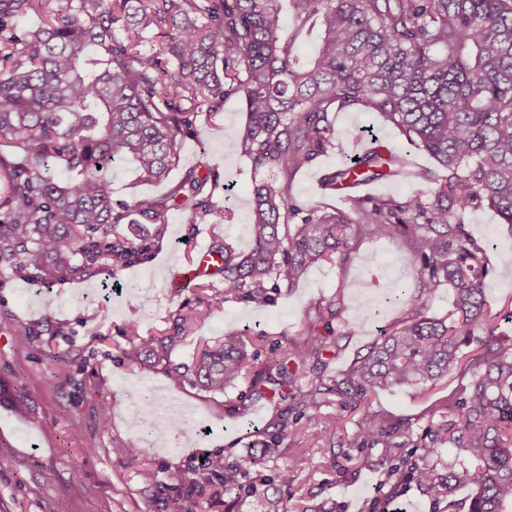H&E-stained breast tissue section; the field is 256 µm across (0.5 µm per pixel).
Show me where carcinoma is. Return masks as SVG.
<instances>
[{
  "label": "carcinoma",
  "instance_id": "1",
  "mask_svg": "<svg viewBox=\"0 0 512 512\" xmlns=\"http://www.w3.org/2000/svg\"><path fill=\"white\" fill-rule=\"evenodd\" d=\"M286 1L291 31L282 24ZM32 15L37 26L0 37V264L49 287L104 261L114 274L134 262L146 246L117 231L132 209L151 224L168 223L172 210L185 224L232 221L204 194L216 179L207 166L165 196L131 204L112 202L111 174L130 160L141 181H163L197 110L216 112L238 95L246 120L234 146L285 181L253 186L248 252L214 246L224 298L265 304L268 284L291 289L313 264L345 260L350 229L413 243L415 296L452 291L448 319L414 311L339 377L325 375L336 345L320 331L330 329L332 301L299 342L275 343L261 362L248 344L264 336L231 334L201 349L191 373L169 371L214 393L246 382L250 401L285 405L246 465L215 456L203 479L226 493L259 485L284 493L303 452L273 473L269 462L301 419L320 412L324 395H344L342 408L355 409L382 390L427 391L457 371L466 378L460 397L422 432L372 420L357 425L356 438L402 456V466L382 469L388 496L408 478L434 512H504L512 504V335L496 332L488 315L485 249L452 223V211L485 205L512 227V0H0V18ZM315 28L321 47L302 61L295 44ZM151 36L161 39L156 52L142 49ZM352 107L399 129L436 166L416 170L423 189L402 200L351 195L346 210L305 209L289 181L334 146L328 113ZM407 164L408 154L377 146L347 159L326 186L388 180ZM461 487L474 489L463 502Z\"/></svg>",
  "mask_w": 512,
  "mask_h": 512
}]
</instances>
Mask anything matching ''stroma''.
I'll list each match as a JSON object with an SVG mask.
<instances>
[{
  "label": "stroma",
  "mask_w": 512,
  "mask_h": 512,
  "mask_svg": "<svg viewBox=\"0 0 512 512\" xmlns=\"http://www.w3.org/2000/svg\"><path fill=\"white\" fill-rule=\"evenodd\" d=\"M330 119L338 149L291 180L292 196L307 208H342L341 199L321 184L343 163L340 147L354 146L360 132L370 131L382 144L407 150L399 130L370 113L347 109L331 113ZM244 121L241 98L229 96L215 115L199 112L190 133L180 139L179 164L165 182H139L129 164L118 165L111 177L113 201L130 202L167 194L196 166L214 167L219 187L213 199L228 202L235 213L232 222L185 224L173 213L168 224H151L133 210L119 230L147 251L120 272L66 276L46 288L35 276L0 267V512H42L48 497L58 512H169L176 497L192 512H264L262 490L217 495L197 483L195 474L181 483L169 475L217 454L230 463L242 462L251 442L273 431L278 406L260 402L238 411L246 384L205 392L186 381L174 382L168 366L192 363L204 344L228 332L262 330L274 342L285 334L296 337L305 321L315 317L317 306L332 300L336 356L328 372L336 375L366 356L371 343L405 317L406 308L393 298L403 290L414 292L416 270L412 245L403 238L353 240L344 263H316L297 288L270 290L263 307L225 298L220 283L205 291H171L168 266L187 262L202 244L225 240L247 250L253 183L282 180L275 169H253L233 147L234 133ZM453 220L484 244L490 268L487 292L498 313L495 324L498 332L512 335V229L485 206L454 212ZM208 302L213 305L210 315L192 325L173 349L148 356L152 372L141 373L124 358L130 317H138L141 338L154 343L171 335L177 310ZM56 356L66 358L68 379L56 376ZM459 386L458 379L448 376L421 395L385 390L365 410L342 408L341 397L328 396L321 420L279 447L281 464L295 449L308 450L288 493L290 512L320 505L330 512H369L374 502L382 512H432L424 491L411 482L403 483L395 497L385 498L378 471L384 451L360 446L357 425L368 418L426 421ZM146 391L180 408L186 416L180 429H166L158 440L139 429L135 411ZM19 396L28 407L23 415L14 407ZM103 405L110 411L105 424L98 416ZM325 420L335 421V433L308 447V435ZM76 424L81 427L77 433L72 430ZM120 443L135 444L137 459H117L112 448ZM146 467L155 473V483L143 481L140 471Z\"/></svg>",
  "instance_id": "obj_1"
}]
</instances>
